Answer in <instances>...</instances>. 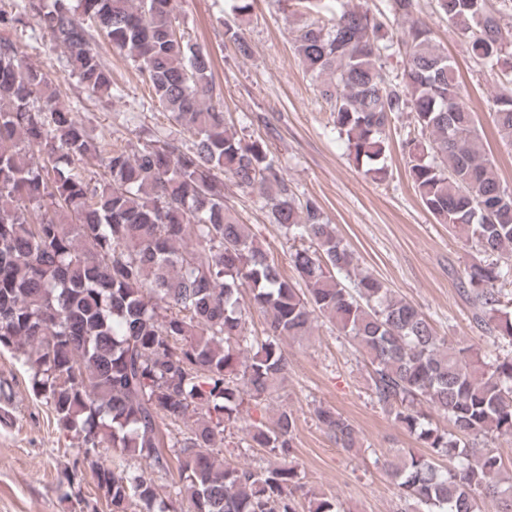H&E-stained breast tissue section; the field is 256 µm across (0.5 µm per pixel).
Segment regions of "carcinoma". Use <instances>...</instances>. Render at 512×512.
Returning <instances> with one entry per match:
<instances>
[{
    "label": "carcinoma",
    "instance_id": "1",
    "mask_svg": "<svg viewBox=\"0 0 512 512\" xmlns=\"http://www.w3.org/2000/svg\"><path fill=\"white\" fill-rule=\"evenodd\" d=\"M175 0H26L40 32L59 44L71 74L113 95L94 47L104 37L131 60L151 101L192 137L180 149L157 135L138 148L104 149L59 100L57 81L24 60L20 17L0 8V350L20 353L33 393L76 440L109 512H341L300 482L296 418L251 410L288 374L282 340L309 336L314 314L347 336L370 366L372 393L394 422L429 449L396 448L384 467L417 512H481L495 499L512 512V475L494 440L512 436V188L503 185L457 71L415 17L416 0H392L396 37L367 10L344 9L302 26L294 49L348 156L374 181L389 177V132L406 114L402 151L414 190L438 224L482 259L460 279L475 323L492 333L475 348L452 342L411 302L359 268L313 199L300 203L265 141H246L224 118L209 51L179 31ZM489 0H438L472 57L511 77ZM225 40L246 55L242 25ZM402 47L394 76L382 59ZM500 140L512 145V91L494 99ZM93 160L102 173L80 164ZM268 193L271 222L300 246L288 279L267 247L224 203V178ZM250 291L249 305L241 290ZM265 335L248 332L252 309ZM448 418L440 429L418 409ZM316 418L336 447H362L332 408ZM245 424L247 448L281 459L273 468L230 464L217 444ZM115 453L112 466L93 457ZM180 507L158 504L152 478L130 460L170 473ZM446 457L451 468L439 466Z\"/></svg>",
    "mask_w": 512,
    "mask_h": 512
}]
</instances>
